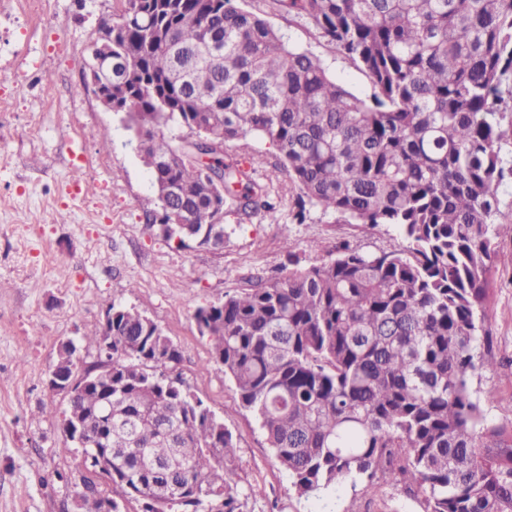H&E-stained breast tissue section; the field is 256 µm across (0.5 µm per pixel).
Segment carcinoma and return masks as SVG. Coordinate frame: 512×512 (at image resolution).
Returning a JSON list of instances; mask_svg holds the SVG:
<instances>
[{
    "label": "carcinoma",
    "instance_id": "1",
    "mask_svg": "<svg viewBox=\"0 0 512 512\" xmlns=\"http://www.w3.org/2000/svg\"><path fill=\"white\" fill-rule=\"evenodd\" d=\"M113 0L112 102L154 184L172 188L147 223L167 240L223 241L225 217L275 209L249 165L211 145L252 137L306 206L341 224L394 227L406 245L342 243L200 307L195 320L299 497L351 479L402 476L424 512H512V430L483 425L469 381L493 362L477 315L512 165V0ZM313 25L369 78L360 97L291 44L265 11ZM204 135L203 168L167 131ZM112 331V489L142 512H243L236 442L180 376L168 336L134 308ZM97 472L77 512H101Z\"/></svg>",
    "mask_w": 512,
    "mask_h": 512
}]
</instances>
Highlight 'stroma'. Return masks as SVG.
<instances>
[{"instance_id":"35a3bbf8","label":"stroma","mask_w":512,"mask_h":512,"mask_svg":"<svg viewBox=\"0 0 512 512\" xmlns=\"http://www.w3.org/2000/svg\"><path fill=\"white\" fill-rule=\"evenodd\" d=\"M112 0H0V512H65L87 472L80 448L63 451V395L47 379L61 342L105 322L112 304L156 322L181 351L185 384L223 418L237 445L236 482L246 512H423L422 493L377 475L298 497L255 416L212 360L198 330L200 306L250 277L282 276V231L303 264L329 258L343 242L366 250L401 248L388 225L338 224L321 209L296 224L297 190L273 165L274 215L228 221L224 247L165 240L146 222L156 207L151 176L122 115L108 111L87 75L100 20ZM290 42L320 58L353 93L367 76L319 38L312 25L274 18ZM51 81H44V74ZM108 129L101 141L98 130ZM488 277L478 315L494 367L470 379L487 424L512 425V238Z\"/></svg>"}]
</instances>
